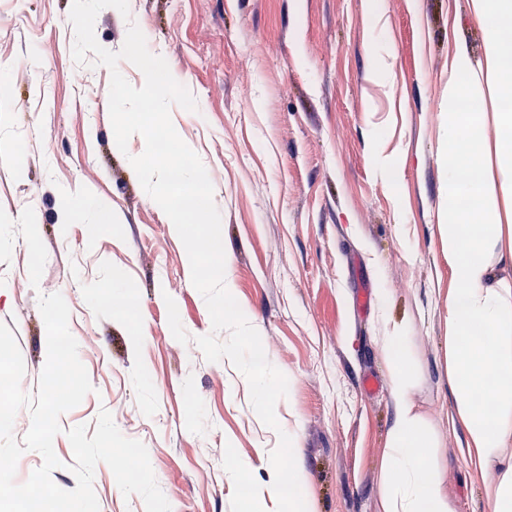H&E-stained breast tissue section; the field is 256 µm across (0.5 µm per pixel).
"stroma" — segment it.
I'll list each match as a JSON object with an SVG mask.
<instances>
[{
    "label": "stroma",
    "mask_w": 512,
    "mask_h": 512,
    "mask_svg": "<svg viewBox=\"0 0 512 512\" xmlns=\"http://www.w3.org/2000/svg\"><path fill=\"white\" fill-rule=\"evenodd\" d=\"M71 4L0 0V285L10 290L0 323L35 394L47 356L38 297L61 294L93 386L59 418L54 482L75 488L66 432L95 428L104 408L146 446L171 512H276L267 454L282 431L305 467L307 512H381L395 400L379 339L397 324L433 447L428 473L454 512H491L498 464L473 469L467 431L448 425L456 283L438 233L449 85H480L496 140L478 0H129V16L108 7L96 18L99 44L114 52L136 24L205 106H172L171 118L213 185L233 296L288 380L276 430L229 360L209 362L171 333L166 298L193 338L210 333V315L179 236L128 161L144 142L116 146L109 69L72 57ZM461 50L466 75L453 67ZM369 375L376 391L363 386ZM93 488L99 512H145L106 464Z\"/></svg>",
    "instance_id": "35a3bbf8"
}]
</instances>
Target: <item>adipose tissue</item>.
<instances>
[{
    "mask_svg": "<svg viewBox=\"0 0 512 512\" xmlns=\"http://www.w3.org/2000/svg\"><path fill=\"white\" fill-rule=\"evenodd\" d=\"M488 67L497 72L499 100L512 101V0H482L478 8ZM472 87L453 86L448 102L445 152L448 160V262L457 288L448 298V378L457 400L450 424H462L470 437L469 461L484 468L512 440V288L498 275L512 268V109L497 115L498 177L485 166L484 115L459 112L457 101L473 99ZM507 210L499 212L497 201ZM407 338L396 327L382 337L391 373L396 414L382 469V512H450L448 491L440 478L428 477L431 449L421 439L404 367ZM496 378L487 388L488 378ZM487 403H479L480 392Z\"/></svg>",
    "mask_w": 512,
    "mask_h": 512,
    "instance_id": "obj_1",
    "label": "adipose tissue"
}]
</instances>
